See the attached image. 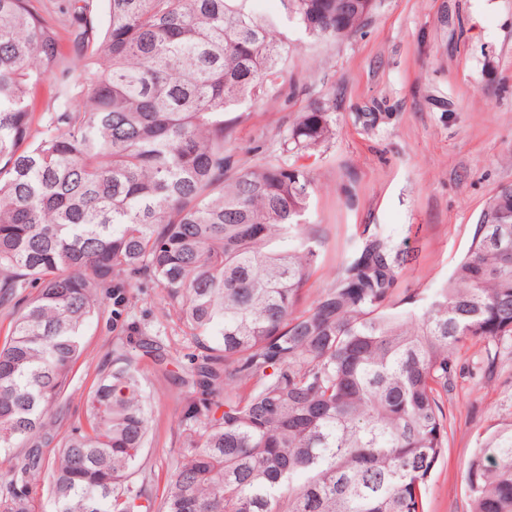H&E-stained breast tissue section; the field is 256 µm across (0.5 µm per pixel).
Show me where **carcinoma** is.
<instances>
[{
  "label": "carcinoma",
  "mask_w": 512,
  "mask_h": 512,
  "mask_svg": "<svg viewBox=\"0 0 512 512\" xmlns=\"http://www.w3.org/2000/svg\"><path fill=\"white\" fill-rule=\"evenodd\" d=\"M103 2L0 0V448L20 449L0 512H30L43 469L51 512H426L457 348L512 339V185L423 303L393 301L409 250L378 231L309 301L305 161L332 113H298L248 168L230 146L244 105L277 100L289 33L348 38L376 0H279L275 16L255 0ZM144 283L195 347L160 496L141 363L168 353L133 313ZM107 300L124 337L61 434ZM467 483L471 512H512V424L488 434Z\"/></svg>",
  "instance_id": "cac0c4a2"
}]
</instances>
